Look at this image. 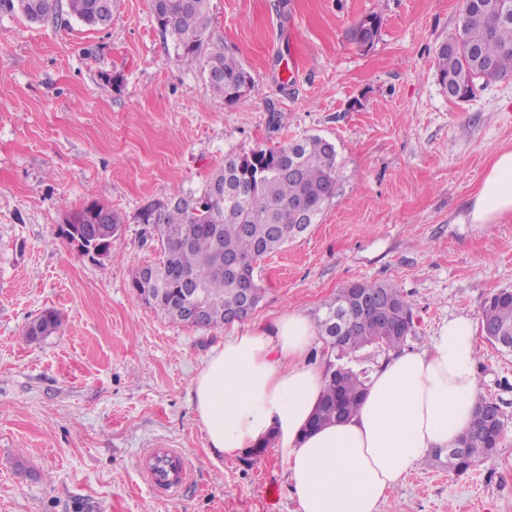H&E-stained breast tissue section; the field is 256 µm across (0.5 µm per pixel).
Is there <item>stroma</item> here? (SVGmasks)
<instances>
[{
    "mask_svg": "<svg viewBox=\"0 0 512 512\" xmlns=\"http://www.w3.org/2000/svg\"><path fill=\"white\" fill-rule=\"evenodd\" d=\"M462 4L208 0L205 51L234 54L255 80L234 103L163 38L151 0H119L94 30L64 11L42 24L0 11V512H298L279 446L253 461L208 449L189 388L213 351L292 310L318 317L338 289L366 282L407 296L413 352L512 289V217L464 221L494 156L512 148V77L459 101L436 75ZM369 15L381 27L363 48L351 30ZM305 135L335 143L336 196L259 262L252 316L205 330L147 307L132 277L162 251L144 210L199 189L225 158ZM93 202L121 221L105 260L61 235ZM49 309L59 331L28 341ZM477 347L480 392L507 422L497 452L461 476L417 467L389 512H512V353ZM149 448L189 459L180 496L144 482Z\"/></svg>",
    "mask_w": 512,
    "mask_h": 512,
    "instance_id": "obj_1",
    "label": "stroma"
}]
</instances>
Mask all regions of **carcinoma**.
Masks as SVG:
<instances>
[{"label":"carcinoma","instance_id":"1","mask_svg":"<svg viewBox=\"0 0 512 512\" xmlns=\"http://www.w3.org/2000/svg\"><path fill=\"white\" fill-rule=\"evenodd\" d=\"M118 0H67L68 12L90 27L112 22ZM162 35L171 39L184 61L194 64L201 55L209 28L208 0H152ZM0 9L21 13L32 23L54 20L59 0H0ZM501 0H464L459 22L436 52L437 75L448 98L464 99L473 93L475 80H497L512 75V15H504ZM203 68L210 86L228 102L254 88V79L232 54L207 55ZM337 153L329 140L309 135L273 147L257 148L243 157H228L198 191L177 192V200L142 216L152 225L163 247L156 279L134 276L138 296L150 292V308L183 323L176 302L204 300V329L226 325V311L241 296V284L252 281L253 295L261 301L263 288L255 282V265L283 249L312 225L336 195ZM105 206L92 203L70 213L79 224H91L94 213ZM237 258L245 275L235 278L224 268V258ZM363 287L392 298L387 320L377 313L349 314L351 285L347 284L323 306L317 317L318 339L327 375L326 389L317 405L312 425L320 427L347 417L358 409L367 391L368 370H354L344 360L367 347L401 348L415 334L412 304L390 284L365 283ZM345 314V343L336 344V314ZM481 324L512 335V290L493 294L481 313ZM58 313L48 310L28 325L31 341L56 333ZM479 398L472 422L453 448H440L425 461L462 475L476 462L480 443L487 438L486 413Z\"/></svg>","mask_w":512,"mask_h":512}]
</instances>
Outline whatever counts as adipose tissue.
<instances>
[{
  "mask_svg": "<svg viewBox=\"0 0 512 512\" xmlns=\"http://www.w3.org/2000/svg\"><path fill=\"white\" fill-rule=\"evenodd\" d=\"M512 216V150L496 153L467 205L471 224ZM315 323L280 316L268 331L225 339L193 379L190 402L210 451L232 458L278 437L299 512H383L390 491L436 448L454 447L479 398L471 317L444 323L416 352L369 373L358 411L311 428L325 387L313 363Z\"/></svg>",
  "mask_w": 512,
  "mask_h": 512,
  "instance_id": "1",
  "label": "adipose tissue"
}]
</instances>
